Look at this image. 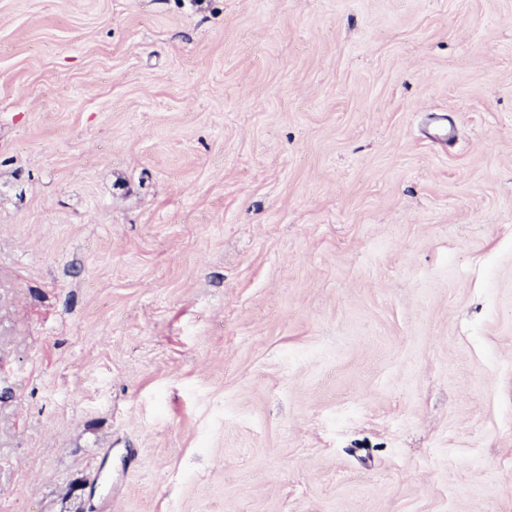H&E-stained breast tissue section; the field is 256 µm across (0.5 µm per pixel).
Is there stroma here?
Segmentation results:
<instances>
[{
	"mask_svg": "<svg viewBox=\"0 0 512 512\" xmlns=\"http://www.w3.org/2000/svg\"><path fill=\"white\" fill-rule=\"evenodd\" d=\"M0 512H512V0H0Z\"/></svg>",
	"mask_w": 512,
	"mask_h": 512,
	"instance_id": "35a3bbf8",
	"label": "stroma"
}]
</instances>
